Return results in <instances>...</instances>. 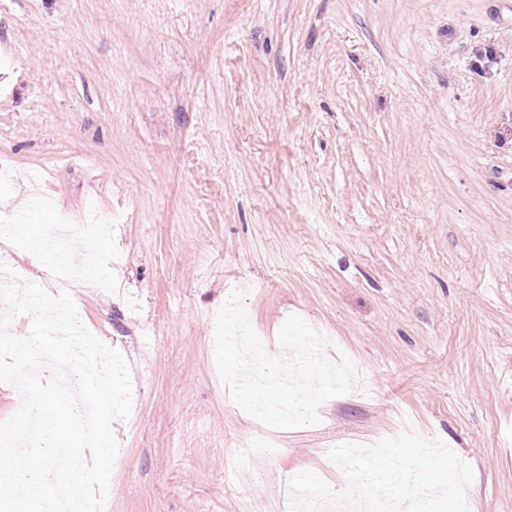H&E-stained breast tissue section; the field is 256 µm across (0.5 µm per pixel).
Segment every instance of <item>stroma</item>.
I'll use <instances>...</instances> for the list:
<instances>
[{
    "label": "stroma",
    "mask_w": 512,
    "mask_h": 512,
    "mask_svg": "<svg viewBox=\"0 0 512 512\" xmlns=\"http://www.w3.org/2000/svg\"><path fill=\"white\" fill-rule=\"evenodd\" d=\"M0 153L28 282L59 214L120 219L112 289L73 297L130 368L111 512H282L406 418L472 467L474 512H512V0H0ZM236 289L361 389L316 425L242 410L215 360Z\"/></svg>",
    "instance_id": "obj_1"
}]
</instances>
